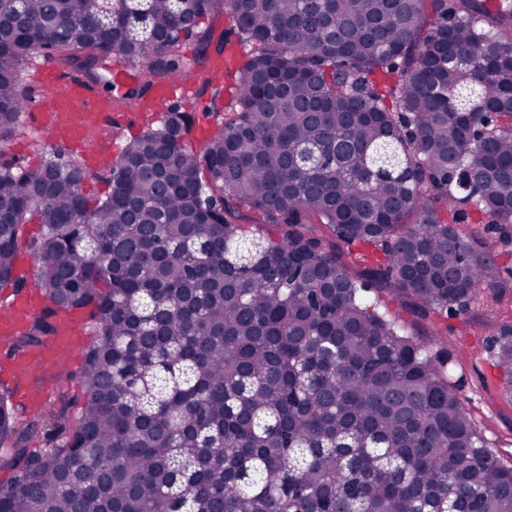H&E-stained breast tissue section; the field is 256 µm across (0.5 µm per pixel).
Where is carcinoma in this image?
<instances>
[{
    "mask_svg": "<svg viewBox=\"0 0 512 512\" xmlns=\"http://www.w3.org/2000/svg\"><path fill=\"white\" fill-rule=\"evenodd\" d=\"M212 11L0 0V288L24 287L35 222L51 303L0 348L44 346L62 313L94 320L78 418L64 398L27 419L0 397V512H512V464L428 345L364 296L384 286L430 321L484 285L512 294L455 210L512 224V0H224L216 39L198 29ZM241 44L202 149L190 110L165 105L94 205L99 172L6 151L41 50L88 85L138 71L126 101ZM492 350L512 403V323ZM41 227L39 224H23L20 227V255L17 261V265L26 272L27 280L24 288L19 290V294H26L29 290L34 289V281L38 273V260L33 250L29 248V244L35 238L39 236Z\"/></svg>",
    "mask_w": 512,
    "mask_h": 512,
    "instance_id": "obj_1",
    "label": "carcinoma"
}]
</instances>
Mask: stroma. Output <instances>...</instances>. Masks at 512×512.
I'll list each match as a JSON object with an SVG mask.
<instances>
[{
	"instance_id": "1",
	"label": "stroma",
	"mask_w": 512,
	"mask_h": 512,
	"mask_svg": "<svg viewBox=\"0 0 512 512\" xmlns=\"http://www.w3.org/2000/svg\"><path fill=\"white\" fill-rule=\"evenodd\" d=\"M155 119V114L148 112L114 126L111 137L93 134L74 155L89 169L102 170L121 153L127 140L147 130ZM72 321L76 343L67 359L69 378L60 385L47 378L39 387L44 393L43 406L55 405L60 396H67L71 402L70 414L75 417L84 398L80 374L91 340V319L88 312L81 311L73 315ZM511 321L512 297H503L495 303L488 289H481L469 312L448 318V342L440 349L455 390L477 429L507 462L512 460V403L503 398L500 375L485 346L497 328Z\"/></svg>"
}]
</instances>
